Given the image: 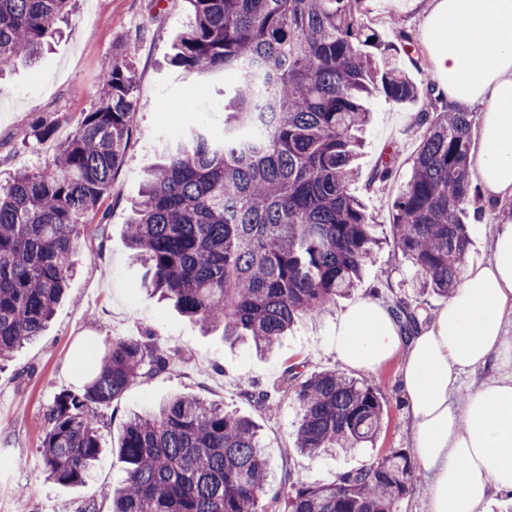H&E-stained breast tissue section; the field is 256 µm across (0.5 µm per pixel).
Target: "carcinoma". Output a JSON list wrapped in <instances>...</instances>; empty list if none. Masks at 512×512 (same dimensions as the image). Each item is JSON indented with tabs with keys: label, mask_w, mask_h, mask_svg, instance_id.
<instances>
[{
	"label": "carcinoma",
	"mask_w": 512,
	"mask_h": 512,
	"mask_svg": "<svg viewBox=\"0 0 512 512\" xmlns=\"http://www.w3.org/2000/svg\"><path fill=\"white\" fill-rule=\"evenodd\" d=\"M194 20L172 63L224 75V121L162 142L125 226L143 288L224 339L272 350L302 317L317 318L363 277L379 239L350 192L359 133L376 95L425 93L426 126L412 174L392 203L395 245L423 290L449 295L468 263L466 208L479 194L475 113L453 109L432 80L420 88L379 51L367 0H190ZM72 0H0V71L33 61ZM124 46L100 75L90 109L55 159L0 181V360L41 336L75 272L81 233L123 162L137 110ZM414 332L420 317L396 303ZM170 363L157 343L115 338L89 378L47 405L45 477L81 484L102 444L100 411ZM295 448L309 457L373 445L384 397L367 379L325 370L298 383ZM112 512H398L413 459L405 448L309 485L275 475L257 424L196 395H176L123 426Z\"/></svg>",
	"instance_id": "carcinoma-1"
}]
</instances>
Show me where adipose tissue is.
<instances>
[{
  "label": "adipose tissue",
  "mask_w": 512,
  "mask_h": 512,
  "mask_svg": "<svg viewBox=\"0 0 512 512\" xmlns=\"http://www.w3.org/2000/svg\"><path fill=\"white\" fill-rule=\"evenodd\" d=\"M426 28L449 103L481 109L484 199L512 198V0H432ZM511 315L512 224H500L490 258L471 267L431 324L406 334L371 298L336 318L328 345L344 366L368 373L401 359L414 459L431 476L428 512H484L493 497H512ZM486 368L497 378L458 396L463 376Z\"/></svg>",
  "instance_id": "adipose-tissue-1"
}]
</instances>
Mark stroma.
I'll use <instances>...</instances> for the list:
<instances>
[{"label":"stroma","instance_id":"35a3bbf8","mask_svg":"<svg viewBox=\"0 0 512 512\" xmlns=\"http://www.w3.org/2000/svg\"><path fill=\"white\" fill-rule=\"evenodd\" d=\"M430 9L429 0H367L364 17L398 66L418 82L434 73L425 30ZM191 17L189 0H78L74 21L37 62L17 63L6 75L10 93L0 103L2 180L53 159L82 112L90 108L101 70L117 45H127L131 51L138 103L124 161L101 205L107 213L106 224L85 229L77 271L43 335L0 364V457L21 462L17 469L0 467V512H58L63 504L88 502L95 504L97 512H109L104 490L122 476L118 448L125 421L179 394L197 395L254 419L274 474L290 471L309 484L330 482L340 471L410 445L398 360L371 375L386 400L375 447L318 457L295 448L297 411L287 368L296 365L305 376L339 368V361L326 349V338L338 311L351 301L373 296L389 305L401 300L416 309L426 324L445 304V297L417 288L414 270L394 247L390 233L392 202L411 176L413 158L425 133L418 122L425 97L396 104L379 96L371 104L351 191L376 224L381 243L362 281L321 317L299 319L268 355H256L246 344L229 347L221 333L202 332L141 288L144 270L132 261L124 234L144 173L157 160L160 142L180 133L195 118L216 125L223 117V79L187 75L169 63L174 44ZM403 32L411 36L412 46L403 45L399 38ZM180 99L186 102V111H173L172 102ZM39 118L54 123L52 135L41 141L30 134L32 122ZM384 160L391 163V178L370 184L373 169ZM469 209L485 213L483 221L472 225L469 261L476 264L489 259L496 225L512 221V199L490 203L480 198ZM115 337L158 341L170 354V365L157 377L130 386L108 409L103 451L85 484L71 488L48 481L39 453L44 409L61 391L83 385L93 350L103 349ZM253 389L269 394L268 409H260L250 397Z\"/></svg>","mask_w":512,"mask_h":512}]
</instances>
